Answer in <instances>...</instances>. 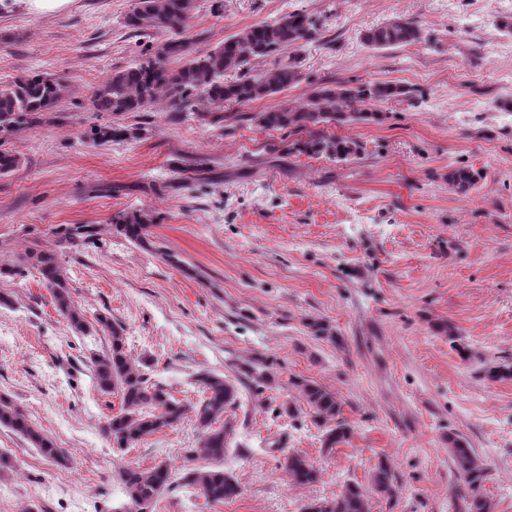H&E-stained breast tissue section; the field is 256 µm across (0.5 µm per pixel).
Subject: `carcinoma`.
Instances as JSON below:
<instances>
[{"label":"carcinoma","mask_w":512,"mask_h":512,"mask_svg":"<svg viewBox=\"0 0 512 512\" xmlns=\"http://www.w3.org/2000/svg\"><path fill=\"white\" fill-rule=\"evenodd\" d=\"M196 10V0H133L124 17V26L137 36L161 35L166 62L154 64L148 56L136 60L124 69L112 72L94 91L91 103L98 112L125 114L145 112L167 103L183 112L204 109L220 113L224 107L245 105L293 87L302 81L298 63L287 58L271 69L255 73L250 64L260 58L281 55L290 48L316 41L317 22L303 11L288 13L272 23L259 24L232 35L206 51L194 48L187 30ZM423 31L412 20L401 18L367 29L363 43L380 50L422 41ZM66 78L55 73L20 75L0 84V139L33 128L40 116L52 110L69 93ZM413 89L392 81L364 83L336 82L322 84L312 90L298 105H282L263 112H254L247 120L261 130L284 131L290 138L288 152L308 157H325L340 162L359 156L360 141L336 135L327 126H342L349 122L381 123L385 113L377 103L412 98ZM91 137L101 143L121 141L139 135L138 128L99 126L90 130ZM20 157L0 149V176L11 173ZM482 175L468 166L448 171V185L460 194L473 190ZM156 216L143 209L123 210L112 216V228L132 243L144 246L150 242V227ZM101 228L93 224H72L62 230V240L71 244L95 239ZM23 260L37 271L49 289L55 310L79 333L86 331V315L78 308L68 287V277L57 255L49 251H31ZM100 329L111 339V348L93 361L97 386L105 394H119L121 408L105 428L112 444L118 448H133L146 437L179 423L187 412L163 385L152 381L150 365L135 362L127 352L124 327L101 314ZM318 340L339 343L340 337L328 324L313 320L307 324ZM438 332L447 336L462 359H470L468 348L444 323ZM250 390L262 395L278 386L277 363L267 357L255 358L242 365ZM483 377L491 382L512 380V362L482 363ZM203 399L194 409L201 431L199 445L190 450L193 457L211 462L209 466L193 468L178 475L161 462L150 468L127 467L118 472L130 505L129 512H151L162 496L178 486L192 487L205 500L222 503L237 498L241 488L235 477L224 471V456L229 448L228 426L215 427L224 411L239 404L237 386L223 376L203 373L197 379ZM301 401L311 410L315 424L323 429L324 448L333 450L347 444L353 437L351 426L340 418L342 403L336 393L314 380H289ZM6 427L27 439L42 456L57 463L65 462L63 450L42 434L29 421L23 409L0 396V427ZM448 451L456 479L450 504L453 512H494L493 501L485 494L489 480L488 467L471 447L469 441L456 432L448 433ZM290 483L311 486L319 480V470L298 453L285 457L282 464ZM390 501L397 493L396 477L387 463L381 461L371 475V491L357 483H348L334 499L310 498L302 512H371V494Z\"/></svg>","instance_id":"obj_1"}]
</instances>
